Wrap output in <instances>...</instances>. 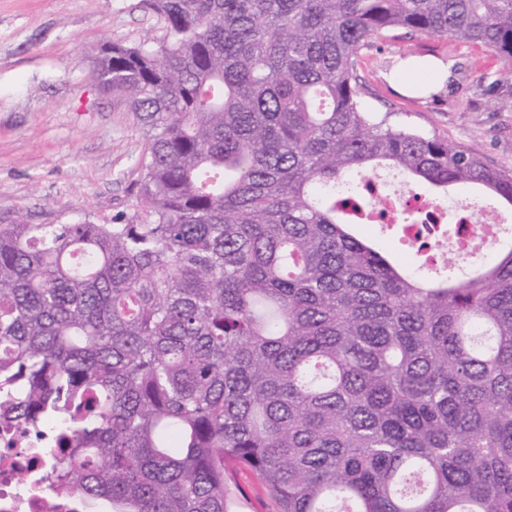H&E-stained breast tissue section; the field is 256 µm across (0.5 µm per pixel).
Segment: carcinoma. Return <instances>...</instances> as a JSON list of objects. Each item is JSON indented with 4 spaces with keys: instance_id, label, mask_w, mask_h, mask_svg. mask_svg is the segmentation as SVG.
<instances>
[{
    "instance_id": "obj_1",
    "label": "carcinoma",
    "mask_w": 512,
    "mask_h": 512,
    "mask_svg": "<svg viewBox=\"0 0 512 512\" xmlns=\"http://www.w3.org/2000/svg\"><path fill=\"white\" fill-rule=\"evenodd\" d=\"M100 85L146 139L141 210L0 224V384L57 419L49 488L89 512H512V242L420 279L358 237L382 165L512 207V170L360 104L396 27L512 63V0H145ZM227 484L232 499L230 511L234 512H277V503L269 496L263 485L250 472H230ZM244 490V498L239 494Z\"/></svg>"
}]
</instances>
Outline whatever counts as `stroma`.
Here are the masks:
<instances>
[{
    "mask_svg": "<svg viewBox=\"0 0 512 512\" xmlns=\"http://www.w3.org/2000/svg\"><path fill=\"white\" fill-rule=\"evenodd\" d=\"M147 34L162 37L164 22L143 0H0V222L135 215L145 136L128 102L99 85L95 60L104 44L132 46ZM413 57L448 65L447 86L400 92ZM358 73L365 111L512 170V67L491 50L397 28L361 50ZM227 484L232 512H276L252 473L230 472Z\"/></svg>",
    "mask_w": 512,
    "mask_h": 512,
    "instance_id": "35a3bbf8",
    "label": "stroma"
}]
</instances>
